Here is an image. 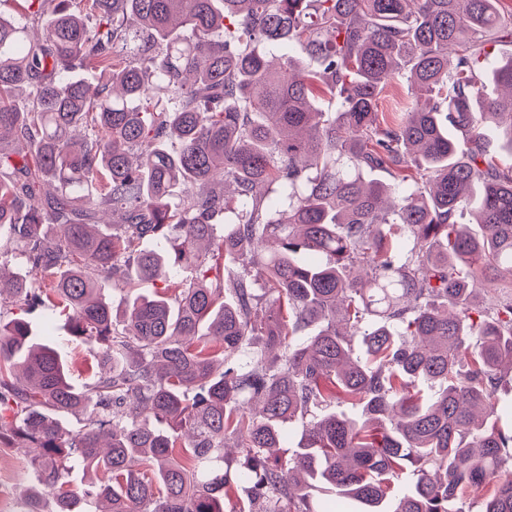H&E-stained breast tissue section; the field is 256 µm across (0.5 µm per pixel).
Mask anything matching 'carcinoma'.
Masks as SVG:
<instances>
[{
    "label": "carcinoma",
    "instance_id": "carcinoma-1",
    "mask_svg": "<svg viewBox=\"0 0 512 512\" xmlns=\"http://www.w3.org/2000/svg\"><path fill=\"white\" fill-rule=\"evenodd\" d=\"M0 13V441L21 512H512V39L498 0H23ZM103 68L90 92L76 71ZM502 89L482 100L486 73ZM405 81L407 112H381ZM336 99V113L315 102ZM383 170L388 182L368 180ZM474 205L476 234L459 218ZM174 239L173 252L142 247ZM221 268L222 275L208 272ZM164 281L166 293H137ZM124 293L112 315L105 291ZM61 315L95 353L70 381ZM438 392L420 399L421 384ZM341 402L356 416L332 409ZM85 417L77 431L65 418ZM302 423L292 451L286 426ZM101 484L70 486L76 469ZM51 508L45 510V495ZM293 509L282 508L283 502ZM34 448L0 443V512H18L29 484L27 470Z\"/></svg>",
    "mask_w": 512,
    "mask_h": 512
}]
</instances>
